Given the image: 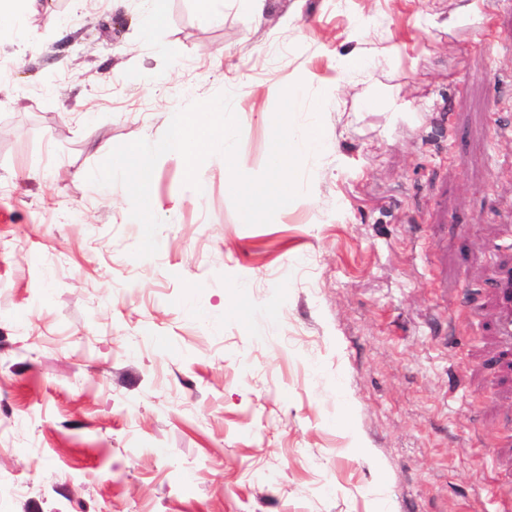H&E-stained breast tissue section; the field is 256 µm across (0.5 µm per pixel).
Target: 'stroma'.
Listing matches in <instances>:
<instances>
[{"instance_id":"1","label":"stroma","mask_w":512,"mask_h":512,"mask_svg":"<svg viewBox=\"0 0 512 512\" xmlns=\"http://www.w3.org/2000/svg\"><path fill=\"white\" fill-rule=\"evenodd\" d=\"M33 0L0 38V506L5 512H496L512 372V0ZM356 57L363 65L348 71ZM322 93L301 194L248 226L212 156L153 172L137 259L118 145L225 91L243 173L278 91ZM500 312L499 333L512 339V268L503 270L492 283Z\"/></svg>"}]
</instances>
